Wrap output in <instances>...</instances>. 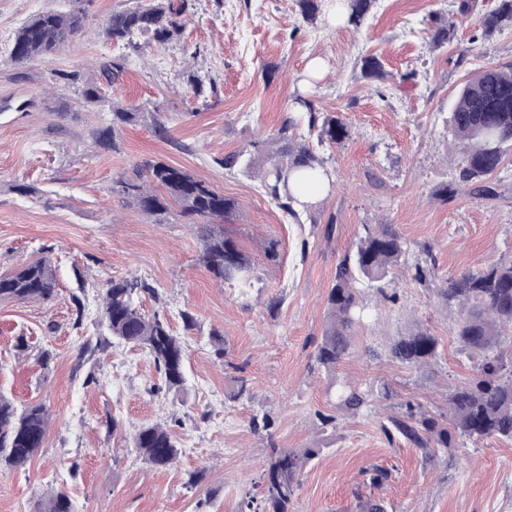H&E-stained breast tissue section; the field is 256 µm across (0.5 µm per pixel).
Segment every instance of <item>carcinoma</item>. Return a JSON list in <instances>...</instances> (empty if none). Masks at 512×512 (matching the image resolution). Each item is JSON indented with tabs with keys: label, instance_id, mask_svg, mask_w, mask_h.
<instances>
[{
	"label": "carcinoma",
	"instance_id": "cac0c4a2",
	"mask_svg": "<svg viewBox=\"0 0 512 512\" xmlns=\"http://www.w3.org/2000/svg\"><path fill=\"white\" fill-rule=\"evenodd\" d=\"M374 0H349L348 22L359 26L367 17ZM188 0H149L112 12L105 20L102 34L117 47H136L134 39L150 35L154 42L166 44L181 37L186 24ZM85 14L80 7L69 12L47 11L31 17L18 31L10 52L17 64L51 55L84 28ZM512 28V0H495L484 15L482 37L488 38L504 27ZM455 37V25L440 23L431 34L433 47L439 48ZM125 57L118 56L99 64L100 74L112 84L124 71ZM364 76L383 79L385 72L374 56L363 59ZM100 83L86 80L82 95L89 107L98 106L103 97ZM308 114L309 129L317 132L313 143L297 135L294 118L286 119L276 135V149L266 153L263 186L268 195L290 216H297L290 194L289 180L298 172L306 177L328 174L317 147L343 143L349 137L346 123L336 115L314 111L312 103L302 102ZM145 116L139 106L112 103V124L98 130L96 145L119 148L122 128ZM448 129L460 145L458 181L444 183L435 195L446 201L459 186L468 185L480 197H497L488 182L503 162L505 151L512 149V69H488L466 81L458 90L448 113ZM255 164L251 153L240 151L224 157L223 166L246 172ZM112 192L137 205L145 214L157 218L171 206L180 209L200 227L199 263L216 279L241 289L251 287L255 278L248 258L237 245L224 237V218L235 209L234 201L187 170L157 159L145 162L134 176L113 181ZM406 253L401 237L386 227L366 231L356 243L353 254L338 265L334 284L327 297V319L317 346L316 362L329 372L336 370L351 346L352 330L360 319L357 285L382 281ZM57 295L56 268L48 255L38 256L11 271L0 273V301H48ZM142 295L155 297L158 291L145 280L113 279L104 289L101 318L113 338L144 348L169 390L184 384L186 349L159 315L146 316L140 307ZM445 304H457L463 314L456 338L466 350L485 352L494 347L499 353L487 357L479 377L448 398L451 420L443 425L419 414L414 406L389 417L394 431L422 449L448 448L457 436L472 440L495 438L512 443V259L494 263L478 272H466L448 278L438 289ZM439 342L426 331H419L395 342L393 358L411 365L428 364L438 355ZM341 403L356 409L364 403L358 388L347 386L340 393ZM49 411L41 402L17 408L0 395V469L22 466L45 443ZM133 447L144 461L161 469L173 464L181 454L177 439L156 424L138 429ZM317 448H273L268 477L262 496L246 495L241 512H288L306 464L318 455ZM39 512H74L71 499L63 492L41 500Z\"/></svg>",
	"mask_w": 512,
	"mask_h": 512
}]
</instances>
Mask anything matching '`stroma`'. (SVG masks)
Wrapping results in <instances>:
<instances>
[{"label": "stroma", "mask_w": 512, "mask_h": 512, "mask_svg": "<svg viewBox=\"0 0 512 512\" xmlns=\"http://www.w3.org/2000/svg\"><path fill=\"white\" fill-rule=\"evenodd\" d=\"M136 2L82 0L83 33L15 65L10 51L24 22L73 2L0 0V271L47 249L58 275L52 300L0 301V393L19 407L44 403L50 414L43 448L23 467L0 471V512H35L58 491L75 512H240L274 448L320 451L299 478L291 512H361L369 500L383 512H512L511 443L459 440L426 451L384 429L407 403L448 422L449 395L484 360L457 342L458 311L437 290L448 277L512 258V150L490 178L497 198L464 190L444 201L434 192L457 175L446 126L455 93L475 72L512 67V30L482 37L485 7L462 18L456 0H376L358 27L336 0H318L312 24L297 0H192L183 37L164 45L137 37L119 82L103 87L107 104L88 107L83 79L117 53L102 26ZM438 17L456 21L457 33L435 50ZM369 55L386 80L363 75ZM66 73L75 82L64 83ZM191 73L204 80V98L193 97ZM299 95L314 111L340 115L351 135L319 147L331 188L293 218L266 194L260 168L245 173L222 161L299 116ZM113 101L158 109L168 139L145 121L123 128L119 151L100 149L95 132L111 124ZM156 158L234 201L224 235L251 260V288L210 276L198 261L196 225L172 214L155 223L113 195V180ZM20 184L35 194H19ZM383 225L407 252L380 287L360 285L364 311L350 354L325 371L315 351L336 268L365 227ZM419 266L429 271L422 283L413 278ZM131 275L158 290L142 298V310L164 316L187 346L182 391L160 389L141 348L115 341L82 350L105 334L103 289ZM186 310L194 328L183 324ZM420 330L438 339V358L422 366L392 359V344ZM44 350L52 355L46 366L38 361ZM346 384L364 393L361 407L340 405ZM145 424L174 433L176 464L156 469L142 460L131 436ZM376 467L387 476L374 486Z\"/></svg>", "instance_id": "obj_1"}]
</instances>
